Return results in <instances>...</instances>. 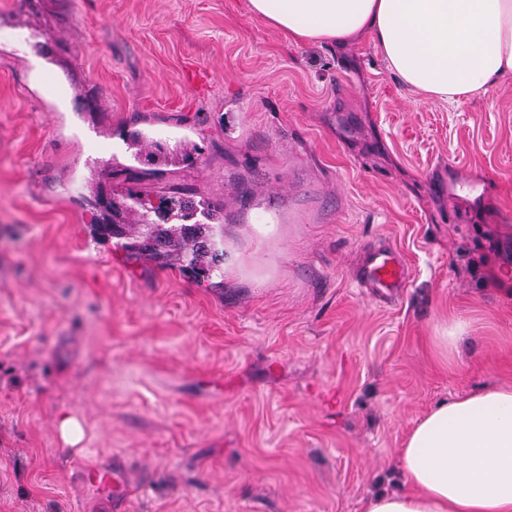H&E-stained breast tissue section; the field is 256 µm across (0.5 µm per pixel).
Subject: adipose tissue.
Segmentation results:
<instances>
[{
  "mask_svg": "<svg viewBox=\"0 0 512 512\" xmlns=\"http://www.w3.org/2000/svg\"><path fill=\"white\" fill-rule=\"evenodd\" d=\"M300 43L366 37L413 91L443 102L512 73V0H247ZM405 490L363 512H512V386L443 401L398 454Z\"/></svg>",
  "mask_w": 512,
  "mask_h": 512,
  "instance_id": "adipose-tissue-1",
  "label": "adipose tissue"
}]
</instances>
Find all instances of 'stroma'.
<instances>
[{
	"label": "stroma",
	"mask_w": 512,
	"mask_h": 512,
	"mask_svg": "<svg viewBox=\"0 0 512 512\" xmlns=\"http://www.w3.org/2000/svg\"><path fill=\"white\" fill-rule=\"evenodd\" d=\"M132 128L196 145L170 179L223 204V278L98 238ZM385 243L390 300L356 280ZM511 384L512 74L448 104L246 0H0V512H361L431 407ZM467 330L468 324L463 321H454L447 324L442 329L441 336H435L437 347L442 353H447L448 356V351L456 348L458 342L464 337L462 335ZM89 484L101 491L114 492L115 498L123 495L122 475L110 465L96 466L85 470Z\"/></svg>",
	"instance_id": "obj_1"
}]
</instances>
